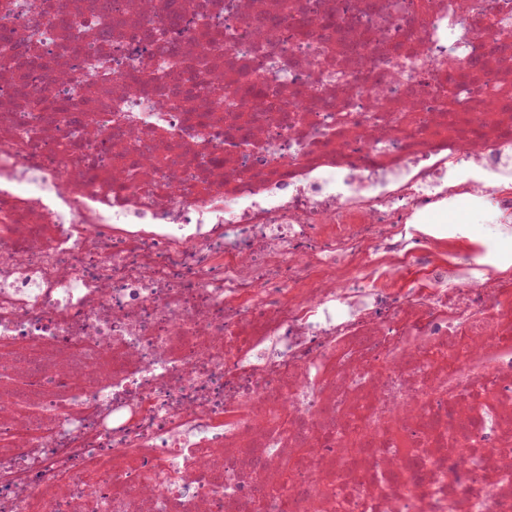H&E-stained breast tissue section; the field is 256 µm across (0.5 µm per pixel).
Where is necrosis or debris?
<instances>
[{"instance_id": "obj_1", "label": "necrosis or debris", "mask_w": 512, "mask_h": 512, "mask_svg": "<svg viewBox=\"0 0 512 512\" xmlns=\"http://www.w3.org/2000/svg\"><path fill=\"white\" fill-rule=\"evenodd\" d=\"M464 194L512 232V0H0V512H512ZM486 217L479 211L476 198L471 195H463L457 198L454 208L448 212H441L432 216L429 221L433 224H467L476 230L475 237H471V241H481L486 234L484 230Z\"/></svg>"}]
</instances>
